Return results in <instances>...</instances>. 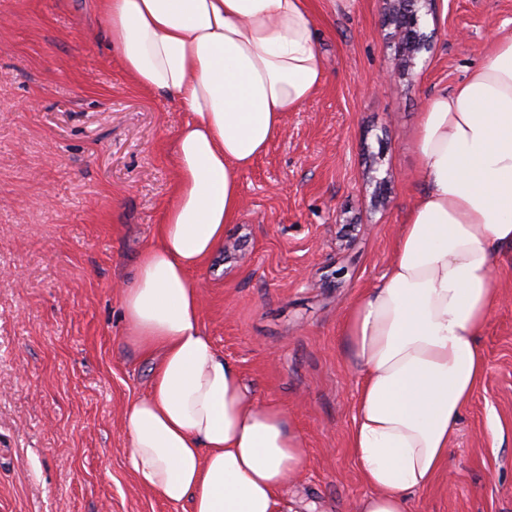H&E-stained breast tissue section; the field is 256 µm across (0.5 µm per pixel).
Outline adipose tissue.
<instances>
[{
	"label": "adipose tissue",
	"instance_id": "ef3b65f1",
	"mask_svg": "<svg viewBox=\"0 0 512 512\" xmlns=\"http://www.w3.org/2000/svg\"><path fill=\"white\" fill-rule=\"evenodd\" d=\"M90 6L127 78L188 115L169 143L176 179L156 241L121 292L129 341L155 360L125 414L130 467L190 512H294L285 489L308 466L302 434L217 351L190 273L222 248L243 175L326 79L308 0ZM413 146L425 189L341 330L361 378L349 443L371 488L355 512H408L485 377L477 337L497 301L496 254L512 245V31L428 99Z\"/></svg>",
	"mask_w": 512,
	"mask_h": 512
}]
</instances>
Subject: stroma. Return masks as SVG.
<instances>
[{"label": "stroma", "mask_w": 512, "mask_h": 512, "mask_svg": "<svg viewBox=\"0 0 512 512\" xmlns=\"http://www.w3.org/2000/svg\"><path fill=\"white\" fill-rule=\"evenodd\" d=\"M310 7L326 81L244 175L237 223L191 277L215 347L303 435L296 512H354L370 488L341 326L424 188L420 113L512 31V0H421L412 52L388 0ZM186 118L127 79L85 0H0V512H189L127 461L124 412L153 364L126 340L119 291L155 239ZM495 286L485 378L409 512H512V247Z\"/></svg>", "instance_id": "stroma-1"}]
</instances>
